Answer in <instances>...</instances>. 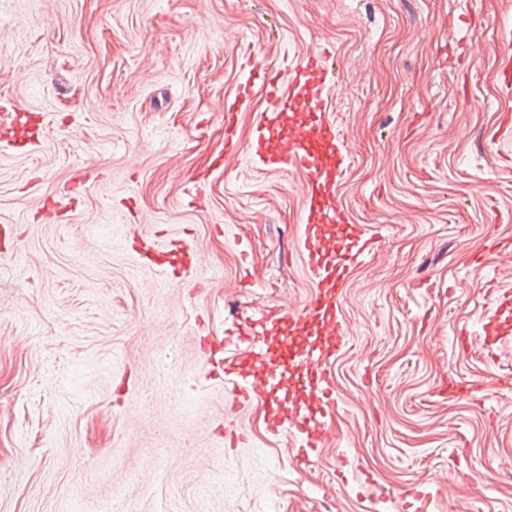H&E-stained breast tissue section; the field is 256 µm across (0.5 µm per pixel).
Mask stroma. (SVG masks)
I'll return each instance as SVG.
<instances>
[{"label":"stroma","instance_id":"35a3bbf8","mask_svg":"<svg viewBox=\"0 0 512 512\" xmlns=\"http://www.w3.org/2000/svg\"><path fill=\"white\" fill-rule=\"evenodd\" d=\"M317 47L376 246L340 289L321 444L253 404L233 448L209 338L314 287L303 176L248 152L257 65ZM500 54L499 0H0V116L46 128L0 146V512H512V336L474 343L512 290L487 256L512 244ZM142 232L198 267H144Z\"/></svg>","mask_w":512,"mask_h":512}]
</instances>
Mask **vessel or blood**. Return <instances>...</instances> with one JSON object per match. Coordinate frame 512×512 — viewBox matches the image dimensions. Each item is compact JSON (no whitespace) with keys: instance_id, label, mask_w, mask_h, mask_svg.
I'll return each mask as SVG.
<instances>
[{"instance_id":"vessel-or-blood-1","label":"vessel or blood","mask_w":512,"mask_h":512,"mask_svg":"<svg viewBox=\"0 0 512 512\" xmlns=\"http://www.w3.org/2000/svg\"><path fill=\"white\" fill-rule=\"evenodd\" d=\"M501 27L506 73L512 71V0H503ZM261 72L274 106L250 150L268 169L288 165L305 177L303 253L316 285L296 309L266 307L259 318L234 323L219 341L225 356L217 366L232 387L233 407L262 403L272 434L299 436L313 448L334 401L331 365L349 335L338 312L339 288L375 241L349 223L338 200L345 156L336 123L325 113L322 52H309L285 80L270 66Z\"/></svg>"}]
</instances>
